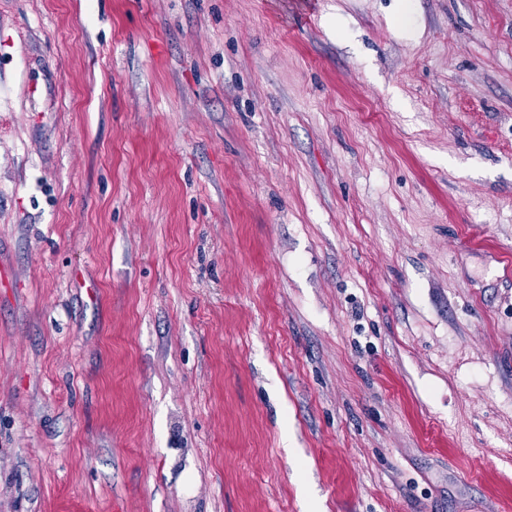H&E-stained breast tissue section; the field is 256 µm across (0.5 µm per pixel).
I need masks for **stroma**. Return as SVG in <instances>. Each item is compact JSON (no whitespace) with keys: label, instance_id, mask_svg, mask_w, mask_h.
I'll return each instance as SVG.
<instances>
[{"label":"stroma","instance_id":"obj_1","mask_svg":"<svg viewBox=\"0 0 512 512\" xmlns=\"http://www.w3.org/2000/svg\"><path fill=\"white\" fill-rule=\"evenodd\" d=\"M0 512H512V0H0Z\"/></svg>","mask_w":512,"mask_h":512}]
</instances>
